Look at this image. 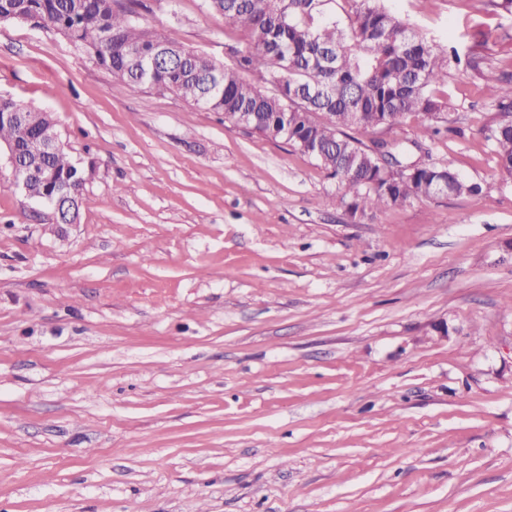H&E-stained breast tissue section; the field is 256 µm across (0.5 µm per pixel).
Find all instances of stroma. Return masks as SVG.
Here are the masks:
<instances>
[{
    "label": "stroma",
    "instance_id": "1",
    "mask_svg": "<svg viewBox=\"0 0 512 512\" xmlns=\"http://www.w3.org/2000/svg\"><path fill=\"white\" fill-rule=\"evenodd\" d=\"M151 28L233 63L202 0ZM447 45L442 133L411 159L475 197L352 218L318 162L56 31L0 23V96L95 161L76 224L0 155V512H512V80L495 0H386ZM499 119L490 138L495 145L498 170L503 178L512 179V82L501 86L495 97Z\"/></svg>",
    "mask_w": 512,
    "mask_h": 512
}]
</instances>
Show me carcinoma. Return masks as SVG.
<instances>
[{"label":"carcinoma","instance_id":"1","mask_svg":"<svg viewBox=\"0 0 512 512\" xmlns=\"http://www.w3.org/2000/svg\"><path fill=\"white\" fill-rule=\"evenodd\" d=\"M203 2L247 39L231 66L145 25L138 0H0V22L53 29L130 88L175 94L303 154L315 150L311 157L344 188L340 201L354 216L435 197L442 185L453 197L482 192L445 165L388 174L385 168L402 165L396 149L349 134L408 120L421 141L441 132L447 103L437 87L448 82V49L416 37L385 0H346L351 10L344 21L328 8L338 0ZM495 100L496 163L512 179V83ZM56 127L52 116L13 98L0 105V144L18 151L35 199L77 187L95 172L94 164L79 166L61 148L33 147Z\"/></svg>","mask_w":512,"mask_h":512}]
</instances>
